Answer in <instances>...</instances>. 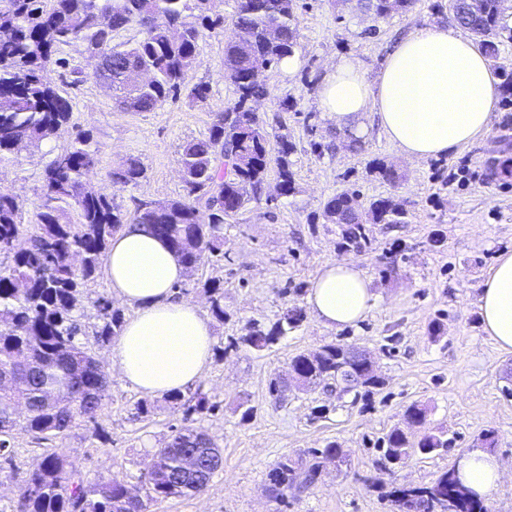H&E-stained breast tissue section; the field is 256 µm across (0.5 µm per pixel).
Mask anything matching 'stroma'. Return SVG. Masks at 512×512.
<instances>
[{
    "instance_id": "35a3bbf8",
    "label": "stroma",
    "mask_w": 512,
    "mask_h": 512,
    "mask_svg": "<svg viewBox=\"0 0 512 512\" xmlns=\"http://www.w3.org/2000/svg\"><path fill=\"white\" fill-rule=\"evenodd\" d=\"M215 11L225 23L200 41L186 78L187 86H207L203 102L183 94L151 112H128L94 80V61L83 47H65L60 62L47 63V76L72 101V115L57 136L0 160V189L15 196L23 224L33 225L43 200L45 166L80 132L89 133L98 150L91 185H108L112 170L128 159L141 163L138 183L114 190L124 210L184 196L182 145L206 137L216 113L237 98L223 77L234 0H218ZM431 22L452 26L448 0H417L411 11L380 20L359 11L355 0H296L299 68L262 71L270 94L255 105L270 135L288 131L297 146L290 157L296 191L279 195L275 175H268L260 199L227 219L223 259L202 263L175 290L206 314L201 284L221 280L228 317L213 322L212 361L184 392L188 400L205 395L215 410L188 416L166 397L137 391L123 378L112 344L84 336V347L108 376L106 405L96 425L78 423L59 438L15 431L12 461L0 467V512H13L17 486L53 449L66 453L85 481L103 477L141 488L153 448L186 424L204 428L222 448L224 469L204 492L157 503L151 512H394L387 497L393 486L430 483L456 467L488 429L496 432L492 453L505 471L483 507L512 512V353L496 349L484 334L476 304L497 253L512 249V176L492 177L487 166L512 152V94L502 93L490 130L475 143L420 163L404 160L373 121L361 148H352L319 103L320 81L340 57H358L367 78L375 79L394 46ZM76 71L85 76L78 84ZM312 139L330 145V152L313 154ZM375 160L394 169L395 181L372 171ZM347 189L364 202L390 197L403 203L405 223L370 225L364 249H344L339 225L324 223L321 212L327 199ZM331 260L357 263L378 297L356 326L327 328L307 307L314 277ZM287 309L299 311L302 321L273 348L230 347V339L269 327ZM336 343L374 359L386 384L371 400L319 389L294 390L282 401L270 395L273 374L287 373L293 356ZM414 402L428 406L431 428L443 430L448 445L387 471L379 442L404 426ZM143 403L149 415L139 413ZM331 441L341 445L344 462H324L309 489L289 492L287 505H279L268 489L269 470L284 456Z\"/></svg>"
}]
</instances>
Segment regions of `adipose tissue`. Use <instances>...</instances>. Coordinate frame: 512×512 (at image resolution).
I'll return each mask as SVG.
<instances>
[{"mask_svg": "<svg viewBox=\"0 0 512 512\" xmlns=\"http://www.w3.org/2000/svg\"><path fill=\"white\" fill-rule=\"evenodd\" d=\"M500 97V81L471 39L429 23L401 39L375 82L358 58L340 59L325 74L319 102L338 130L360 137L373 114L381 132L411 162L456 152L486 134ZM112 290L136 313L113 348L122 376L148 395L184 391L208 367L211 324L198 306L174 297L187 275L167 244L129 224L112 238L105 257ZM377 304L364 271L355 263L327 262L307 296L310 311L326 326L357 325ZM485 334L497 349L512 351V249L500 251L477 298ZM504 476L501 461L476 449L457 468L460 482L489 500Z\"/></svg>", "mask_w": 512, "mask_h": 512, "instance_id": "ef3b65f1", "label": "adipose tissue"}]
</instances>
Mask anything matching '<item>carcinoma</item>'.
I'll return each instance as SVG.
<instances>
[{
  "mask_svg": "<svg viewBox=\"0 0 512 512\" xmlns=\"http://www.w3.org/2000/svg\"><path fill=\"white\" fill-rule=\"evenodd\" d=\"M215 0H0V159L23 140L37 145L57 135L71 117V99L45 75L49 58L64 46L81 45L94 53L112 42L113 33L143 17L154 23L141 37L112 55V75L100 84L112 99L135 112H151L180 95L188 72L195 66L199 42L221 26L224 17L213 12ZM415 0H357V8L376 18L407 12ZM456 25L483 39L495 57L500 16L499 0H448ZM295 0H242L233 12L234 37L224 44V79L236 90L237 101L219 112L209 136L182 146L180 162L185 195L178 200L141 203L128 213L105 188L84 182L96 160L90 135L81 133L64 153L45 168L44 199L35 213V231L24 235L19 206L0 190V459L12 462L10 438L16 429L43 439L66 434L82 420L96 423L108 388L100 363L79 336L75 315L84 284L102 272L114 234L126 224H140L166 240L189 269L204 260L224 256V220L244 209L248 199L239 187L248 185L253 198L261 196L266 175L276 165L282 195L295 192L288 157L295 145L279 136V151L271 157L269 134L249 102L268 95L266 84L252 79L255 59L272 66L294 55L297 29ZM152 71L147 84L128 75L127 64ZM144 169L130 159L112 172L114 185L137 182ZM355 190L343 191L324 204L322 217L342 227L345 247L367 241L365 225L400 224L403 207L394 199L378 198L356 208ZM73 203L79 222L71 223L61 207ZM211 310L222 321L224 292L209 279ZM97 323L93 335L105 343L123 328L122 310L107 296L93 303ZM299 314L284 311L270 329L241 337V343L263 351L298 327ZM305 386L330 392L352 377L355 387L370 394L383 386L368 361L353 348L328 344L301 352L289 364ZM448 447L432 432L417 439L394 427L382 440L383 459L407 461ZM340 445L327 443L308 452L301 464L288 457L270 471L275 500L286 503L288 491L308 488L323 460L336 457ZM224 467L223 451L200 427L171 430L164 446L154 450L144 493L101 478L85 483L63 453H48L17 487L13 512H149L153 503L204 491ZM397 512H481L476 500L452 471L442 472L422 486H395L389 492Z\"/></svg>",
  "mask_w": 512,
  "mask_h": 512,
  "instance_id": "1",
  "label": "carcinoma"
}]
</instances>
